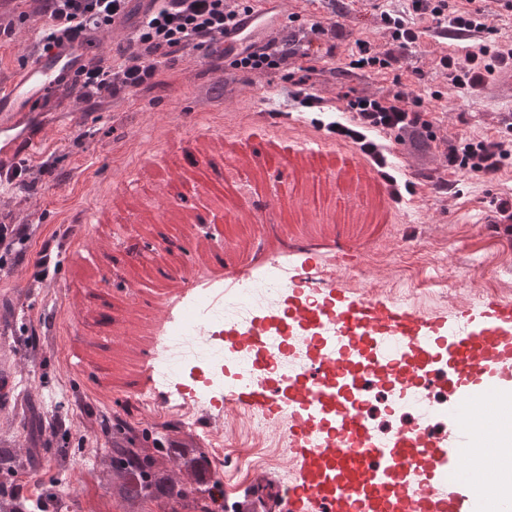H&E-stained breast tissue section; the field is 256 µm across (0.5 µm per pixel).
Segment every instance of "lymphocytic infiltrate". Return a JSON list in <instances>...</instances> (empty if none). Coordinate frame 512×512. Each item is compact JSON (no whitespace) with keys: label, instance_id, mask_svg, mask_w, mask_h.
<instances>
[{"label":"lymphocytic infiltrate","instance_id":"lymphocytic-infiltrate-1","mask_svg":"<svg viewBox=\"0 0 512 512\" xmlns=\"http://www.w3.org/2000/svg\"><path fill=\"white\" fill-rule=\"evenodd\" d=\"M249 0H151L138 13L131 0H0V37L11 35L31 14L44 17L37 46L40 50L89 45L94 35L114 23L133 22L126 49L116 63L86 58L74 70L72 85L85 101L118 98L145 85L156 84L162 59L184 57L188 48H203L216 59L224 57V33L237 28L252 13ZM487 7H461L453 0H411L409 11L383 9L380 19L391 38V49L375 51L369 40H355L350 66L354 69L390 68L395 49L416 45L422 29L436 36L461 33L473 37L463 53L440 54L437 66L457 87L480 90L498 68L512 65V39L495 37ZM290 50L270 42L245 49L232 62L243 72L282 67ZM351 124L327 123L328 132L348 138L378 167H386L384 141L417 147L435 141L434 124L420 97L399 88L381 97L350 99ZM444 166L455 172L491 175L512 166V123L491 138L463 139L447 145Z\"/></svg>","mask_w":512,"mask_h":512}]
</instances>
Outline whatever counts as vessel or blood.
Wrapping results in <instances>:
<instances>
[{
	"label": "vessel or blood",
	"instance_id": "obj_1",
	"mask_svg": "<svg viewBox=\"0 0 512 512\" xmlns=\"http://www.w3.org/2000/svg\"><path fill=\"white\" fill-rule=\"evenodd\" d=\"M279 27L249 16L225 34L224 49L239 52ZM76 55L68 47L30 55L0 83V171L21 154L37 155L41 135L30 132L29 119L69 80ZM294 281L285 305L224 331L227 346H249L252 363L269 371L261 382H225V403L279 416L293 459L287 487L255 479L237 490L232 512H277L284 500L294 512H474L457 477L477 465L485 439L504 440L499 405L479 426L469 413L480 397L512 387V300L430 314L352 292L338 276L315 282L307 267ZM437 370L456 398L451 441L421 428L379 440L365 386L408 397Z\"/></svg>",
	"mask_w": 512,
	"mask_h": 512
}]
</instances>
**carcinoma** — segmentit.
I'll return each instance as SVG.
<instances>
[{
	"label": "carcinoma",
	"instance_id": "obj_1",
	"mask_svg": "<svg viewBox=\"0 0 512 512\" xmlns=\"http://www.w3.org/2000/svg\"><path fill=\"white\" fill-rule=\"evenodd\" d=\"M166 438H149L115 423L112 445L94 449L93 470L99 483L110 493L121 512H150L149 505L178 497L192 512H216L217 504L209 489L198 488L194 458L209 454L206 448H193L192 456L165 447ZM37 449L21 436L0 432V472L10 475L33 468ZM30 499L19 488H0V512H27Z\"/></svg>",
	"mask_w": 512,
	"mask_h": 512
}]
</instances>
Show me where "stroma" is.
<instances>
[{
    "instance_id": "stroma-1",
    "label": "stroma",
    "mask_w": 512,
    "mask_h": 512,
    "mask_svg": "<svg viewBox=\"0 0 512 512\" xmlns=\"http://www.w3.org/2000/svg\"><path fill=\"white\" fill-rule=\"evenodd\" d=\"M283 10L297 20L279 40L314 42L322 55L316 71L217 70L193 50L168 68L163 85L94 104L65 87L42 113L40 156L51 174L0 193V219L27 225L31 235L25 256L0 258V371L12 376L4 401L16 411L17 433L39 453L35 470L2 475L1 485L34 494L52 488L61 512H119L88 455L76 452L62 475L53 462L61 444L76 447L80 428L111 442L101 422L116 417L139 430L185 429L197 445L219 449L229 491L253 480L249 463L273 451L255 433L217 442L228 414L223 387L203 386L204 367L192 361L161 379L155 347L125 333L135 312L153 307L173 265L194 268L199 251L219 284L228 272L258 281L276 258L289 272L308 263L364 290L394 282V303L426 311L512 298V238L491 224L496 199L512 192V167L458 173L444 195L426 186L440 174L446 144L492 137L512 116V86L496 76L476 92L449 84L431 62V32L389 69H349L355 40L368 35L378 50L389 47L372 0H284ZM314 23L339 24L342 35L313 36ZM39 27L27 22L0 44V80L35 47ZM397 77L421 97L437 134L422 152L395 146L401 173L424 185L401 203L358 147L312 124L352 97L386 94ZM308 93L323 98V110L302 106ZM68 227L79 246L54 253V270L38 278L41 251ZM165 238L172 261L153 260ZM138 261L152 272L127 287L124 272ZM102 295L112 302L108 323L99 318ZM31 349L34 360L14 375L16 355ZM143 392L154 399L151 409L138 401ZM198 398L204 407L183 421L179 403ZM57 410L73 419L65 442L52 428ZM205 418L211 430L201 428Z\"/></svg>"
}]
</instances>
